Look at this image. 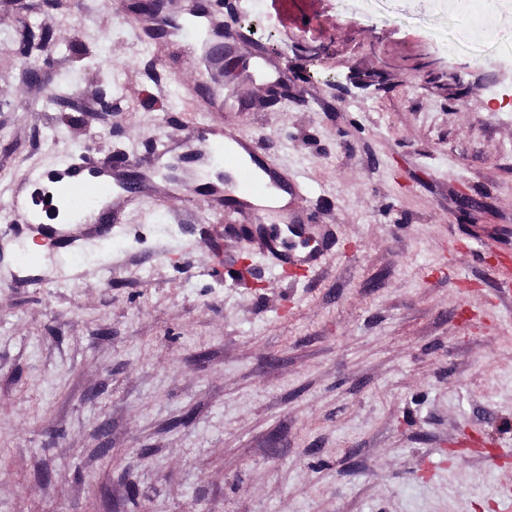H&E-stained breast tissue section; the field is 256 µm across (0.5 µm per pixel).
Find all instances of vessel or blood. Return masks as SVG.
I'll use <instances>...</instances> for the list:
<instances>
[{
    "mask_svg": "<svg viewBox=\"0 0 512 512\" xmlns=\"http://www.w3.org/2000/svg\"><path fill=\"white\" fill-rule=\"evenodd\" d=\"M176 31L185 36L203 35L204 46L229 39L221 12L198 9L194 22L177 21ZM200 64L210 78L203 84L202 98L211 112L224 109V58L204 54ZM178 170L177 181L186 209L199 206L211 210L232 208L249 220L243 232L270 260L273 269L288 267L309 273L323 265L321 224L272 225L268 218L280 212V196L289 203L301 198V183L271 168L256 146V139L212 122L161 142L144 167L131 169L127 160L105 165L81 155L65 156L49 167L28 170L12 189L5 221L24 225L49 248L78 247L89 235H111L126 207L142 206L159 198L151 183L153 171ZM305 239L302 250L287 242L288 236Z\"/></svg>",
    "mask_w": 512,
    "mask_h": 512,
    "instance_id": "1",
    "label": "vessel or blood"
}]
</instances>
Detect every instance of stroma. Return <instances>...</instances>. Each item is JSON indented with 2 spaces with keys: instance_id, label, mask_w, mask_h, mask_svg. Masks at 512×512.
<instances>
[{
  "instance_id": "obj_1",
  "label": "stroma",
  "mask_w": 512,
  "mask_h": 512,
  "mask_svg": "<svg viewBox=\"0 0 512 512\" xmlns=\"http://www.w3.org/2000/svg\"><path fill=\"white\" fill-rule=\"evenodd\" d=\"M225 127L327 224L275 274L242 216L127 210L80 264L0 238V512H502L512 488V0H208ZM136 0H0V204L50 156L210 120ZM487 33L475 37L473 20Z\"/></svg>"
}]
</instances>
